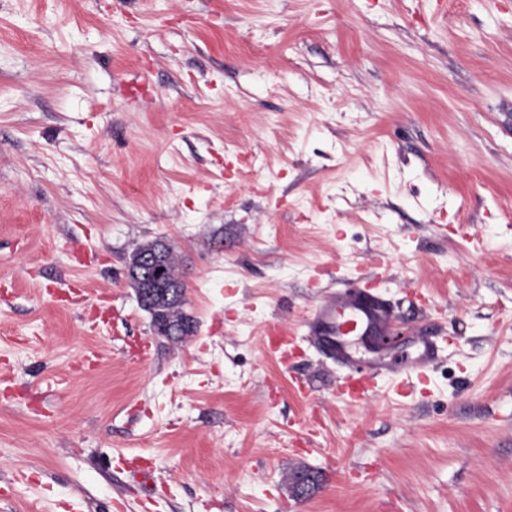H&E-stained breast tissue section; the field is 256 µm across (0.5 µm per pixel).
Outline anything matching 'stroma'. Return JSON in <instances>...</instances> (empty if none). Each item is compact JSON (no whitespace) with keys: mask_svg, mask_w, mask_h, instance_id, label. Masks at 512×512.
Returning <instances> with one entry per match:
<instances>
[{"mask_svg":"<svg viewBox=\"0 0 512 512\" xmlns=\"http://www.w3.org/2000/svg\"><path fill=\"white\" fill-rule=\"evenodd\" d=\"M380 261L447 346L355 404L305 322ZM0 290V512H512V0H0ZM145 255L157 256L158 263L156 258L148 259L145 267L150 268L157 264L161 281L171 289L169 299L156 300L149 297L145 288L160 298H167L169 294L159 282L148 276L146 270L141 272L143 284L133 273ZM126 263L130 272V286L135 291L139 306L149 313L154 333L173 343L184 342L193 336L197 331V322L184 309L186 286L175 261L172 245L162 239L141 244L132 250ZM160 268H163V271H160ZM269 340L277 347L282 356L288 357V351L295 347L297 336L288 332L281 323H270L266 330ZM303 476H312L313 477V487L310 491L306 492L303 495H298L295 493V489L299 486L297 483L300 479V477ZM286 483L288 486V489L293 497L304 499L310 497L317 489H319V486L321 484V474L311 468H308L306 466H297L294 467L289 471V473L286 475Z\"/></svg>","mask_w":512,"mask_h":512,"instance_id":"35a3bbf8","label":"stroma"}]
</instances>
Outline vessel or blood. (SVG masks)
I'll return each mask as SVG.
<instances>
[{
    "instance_id": "vessel-or-blood-1",
    "label": "vessel or blood",
    "mask_w": 512,
    "mask_h": 512,
    "mask_svg": "<svg viewBox=\"0 0 512 512\" xmlns=\"http://www.w3.org/2000/svg\"><path fill=\"white\" fill-rule=\"evenodd\" d=\"M307 327L312 342L347 368L342 394L355 401L373 395L378 376L390 371L385 350L399 341L387 301L369 288L340 291L314 305ZM266 335L280 353L296 345V336L281 323H270ZM408 342L414 348L408 371L425 373L440 357L438 337L421 334L409 337Z\"/></svg>"
}]
</instances>
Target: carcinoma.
I'll use <instances>...</instances> for the list:
<instances>
[{"label":"carcinoma","mask_w":512,"mask_h":512,"mask_svg":"<svg viewBox=\"0 0 512 512\" xmlns=\"http://www.w3.org/2000/svg\"><path fill=\"white\" fill-rule=\"evenodd\" d=\"M146 255H155L158 258L157 266L162 268L159 272L160 279L171 289L167 300L150 297L138 276L133 274V270ZM127 269L130 271V286L135 291L139 306L149 313L156 335L173 343H181L196 333L197 322L184 309L186 286L175 261L172 245L159 239L137 246L128 256ZM286 483L293 497L308 498L319 489L321 474L306 466H297L286 475Z\"/></svg>","instance_id":"1"}]
</instances>
